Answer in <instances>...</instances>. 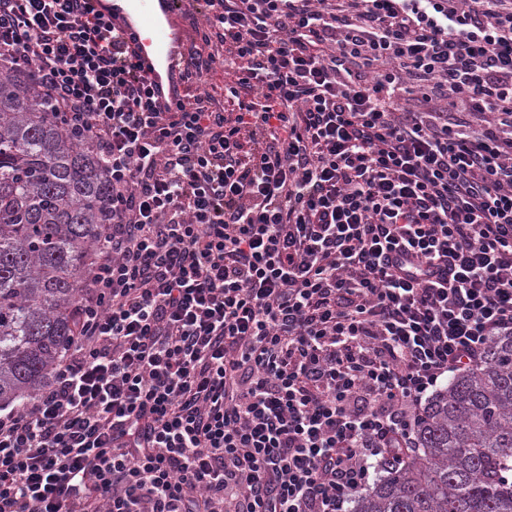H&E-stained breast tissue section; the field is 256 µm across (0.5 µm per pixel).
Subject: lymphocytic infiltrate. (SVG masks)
Wrapping results in <instances>:
<instances>
[{"instance_id": "obj_1", "label": "lymphocytic infiltrate", "mask_w": 512, "mask_h": 512, "mask_svg": "<svg viewBox=\"0 0 512 512\" xmlns=\"http://www.w3.org/2000/svg\"><path fill=\"white\" fill-rule=\"evenodd\" d=\"M195 2L228 112L157 111L90 0H0V68L112 183L0 512H346L512 331V0Z\"/></svg>"}]
</instances>
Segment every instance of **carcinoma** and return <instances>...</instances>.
Here are the masks:
<instances>
[{
    "label": "carcinoma",
    "mask_w": 512,
    "mask_h": 512,
    "mask_svg": "<svg viewBox=\"0 0 512 512\" xmlns=\"http://www.w3.org/2000/svg\"><path fill=\"white\" fill-rule=\"evenodd\" d=\"M112 223V188L16 68L0 75V405L23 404L75 343L81 299ZM417 448L351 512H512V332L427 403Z\"/></svg>",
    "instance_id": "cac0c4a2"
}]
</instances>
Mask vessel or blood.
Wrapping results in <instances>:
<instances>
[{
	"label": "vessel or blood",
	"instance_id": "obj_1",
	"mask_svg": "<svg viewBox=\"0 0 512 512\" xmlns=\"http://www.w3.org/2000/svg\"><path fill=\"white\" fill-rule=\"evenodd\" d=\"M184 0H122L110 23L135 48L144 72L152 81L154 100L167 108L184 98L183 72L190 51V36L177 21Z\"/></svg>",
	"mask_w": 512,
	"mask_h": 512
}]
</instances>
